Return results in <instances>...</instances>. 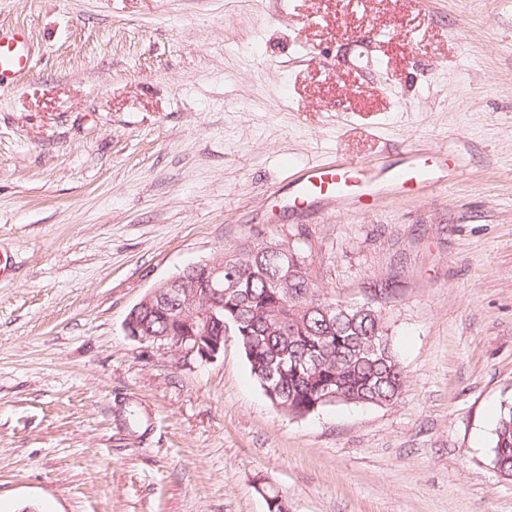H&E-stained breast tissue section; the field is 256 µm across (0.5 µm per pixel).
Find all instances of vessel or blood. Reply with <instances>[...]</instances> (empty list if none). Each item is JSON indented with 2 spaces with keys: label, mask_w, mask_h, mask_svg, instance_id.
I'll return each mask as SVG.
<instances>
[{
  "label": "vessel or blood",
  "mask_w": 512,
  "mask_h": 512,
  "mask_svg": "<svg viewBox=\"0 0 512 512\" xmlns=\"http://www.w3.org/2000/svg\"><path fill=\"white\" fill-rule=\"evenodd\" d=\"M30 38L24 28L0 29V89L26 69ZM452 169L447 152L411 149L402 163L389 167L379 160L339 158L310 163L297 172L293 199L303 205L338 204L345 208L370 205L380 195H402L414 188L446 183Z\"/></svg>",
  "instance_id": "b4317fda"
}]
</instances>
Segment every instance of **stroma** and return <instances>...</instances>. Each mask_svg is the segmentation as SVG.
Returning a JSON list of instances; mask_svg holds the SVG:
<instances>
[{"label":"stroma","mask_w":512,"mask_h":512,"mask_svg":"<svg viewBox=\"0 0 512 512\" xmlns=\"http://www.w3.org/2000/svg\"><path fill=\"white\" fill-rule=\"evenodd\" d=\"M0 512H512V0H0ZM384 68H377L376 59ZM456 155L446 186L296 211L288 164ZM380 297L408 384L274 407L233 337L130 339L159 280L241 232ZM30 38L24 28L0 29V89H4L26 69ZM492 464L500 473L512 478V404L501 407L494 430Z\"/></svg>","instance_id":"stroma-1"}]
</instances>
